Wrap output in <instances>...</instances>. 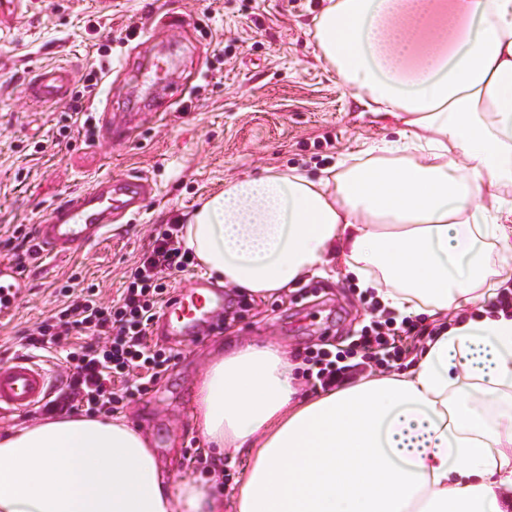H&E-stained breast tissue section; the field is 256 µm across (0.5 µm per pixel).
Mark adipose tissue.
I'll use <instances>...</instances> for the list:
<instances>
[{
  "mask_svg": "<svg viewBox=\"0 0 512 512\" xmlns=\"http://www.w3.org/2000/svg\"><path fill=\"white\" fill-rule=\"evenodd\" d=\"M312 37L398 139L230 182L183 245L255 297L343 269L435 334L407 371L313 396L285 346L227 339L194 422L213 473L247 458L232 498L174 482L140 429L68 413L0 435V512H512V0H322Z\"/></svg>",
  "mask_w": 512,
  "mask_h": 512,
  "instance_id": "obj_1",
  "label": "adipose tissue"
}]
</instances>
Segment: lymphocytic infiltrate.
Segmentation results:
<instances>
[{
	"label": "lymphocytic infiltrate",
	"mask_w": 512,
	"mask_h": 512,
	"mask_svg": "<svg viewBox=\"0 0 512 512\" xmlns=\"http://www.w3.org/2000/svg\"><path fill=\"white\" fill-rule=\"evenodd\" d=\"M107 75L102 65L81 74L58 136L94 138L90 108L104 92ZM182 229L177 222L156 229L117 299L102 301L95 285L72 282L60 288L54 312L24 330L26 350L63 354L66 367L61 388L37 405V412L51 416L75 408L110 414L128 398L148 394L168 371L175 356L153 343L151 325L171 292V277L195 264L182 245ZM425 333L411 317L386 316L364 327L346 348L310 352L307 378L313 388L327 391L359 367L392 369L405 358L407 340Z\"/></svg>",
	"instance_id": "lymphocytic-infiltrate-1"
}]
</instances>
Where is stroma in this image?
Masks as SVG:
<instances>
[{"mask_svg": "<svg viewBox=\"0 0 512 512\" xmlns=\"http://www.w3.org/2000/svg\"><path fill=\"white\" fill-rule=\"evenodd\" d=\"M321 0H0V240L13 225L44 220L67 194L95 180L146 175L157 189L126 232L107 236L68 260L43 256L28 265L13 316L0 318V360L20 350L21 332L49 316L55 289L70 276L98 284L112 300L123 274L147 248L156 227L186 218L225 182L275 166L309 174L396 138L398 123L370 112L364 95L318 59L310 33ZM180 16L157 27L155 14ZM97 18L99 32L86 31ZM140 27L135 38L126 28ZM111 40L112 92L93 107L134 125L127 139L54 146L67 102L36 106L22 92L31 70L62 65L78 72L93 62L95 40ZM179 61L182 101L160 92L161 120L138 123L133 75L158 50ZM46 150L35 153V143ZM235 320L177 346L172 367L146 396L125 402L116 419L146 433L170 458L175 479H207L194 423V382L228 336H255L288 346L296 359L346 345L379 310L341 272L311 278L307 288L264 299L227 293Z\"/></svg>", "mask_w": 512, "mask_h": 512, "instance_id": "stroma-1", "label": "stroma"}]
</instances>
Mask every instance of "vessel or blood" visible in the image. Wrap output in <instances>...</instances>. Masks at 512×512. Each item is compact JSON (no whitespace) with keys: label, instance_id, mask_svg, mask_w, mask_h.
I'll list each match as a JSON object with an SVG mask.
<instances>
[{"label":"vessel or blood","instance_id":"b4317fda","mask_svg":"<svg viewBox=\"0 0 512 512\" xmlns=\"http://www.w3.org/2000/svg\"><path fill=\"white\" fill-rule=\"evenodd\" d=\"M72 74L64 68H39L24 86L26 98L46 105L67 97ZM155 191L140 174L104 177L87 189L72 193L53 206L45 220L33 225V245L38 252L56 257L82 253L105 234L122 227L126 217L138 214ZM23 273L15 263L0 262V316L17 307ZM224 312V291L203 277L178 289L164 303L155 320L154 336L179 344L204 334ZM50 392L45 372L25 357L0 364V412H22Z\"/></svg>","mask_w":512,"mask_h":512}]
</instances>
